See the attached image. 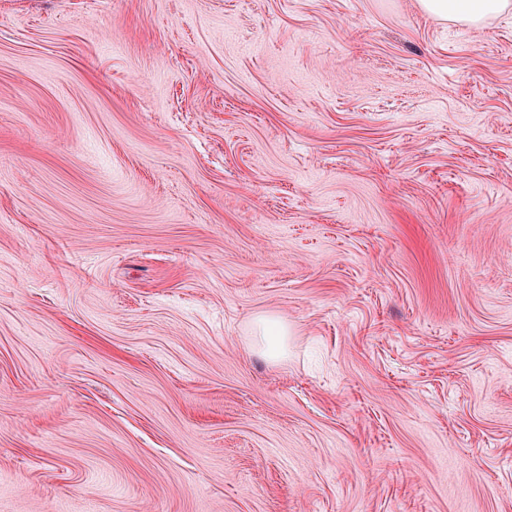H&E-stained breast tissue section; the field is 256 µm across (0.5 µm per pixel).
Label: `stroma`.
<instances>
[{"label": "stroma", "instance_id": "35a3bbf8", "mask_svg": "<svg viewBox=\"0 0 512 512\" xmlns=\"http://www.w3.org/2000/svg\"><path fill=\"white\" fill-rule=\"evenodd\" d=\"M0 512H512V13L0 0ZM267 320H260L258 324L259 340L252 345L263 351L272 361L282 359L286 355V343L288 341V329L279 324V327H266Z\"/></svg>", "mask_w": 512, "mask_h": 512}]
</instances>
